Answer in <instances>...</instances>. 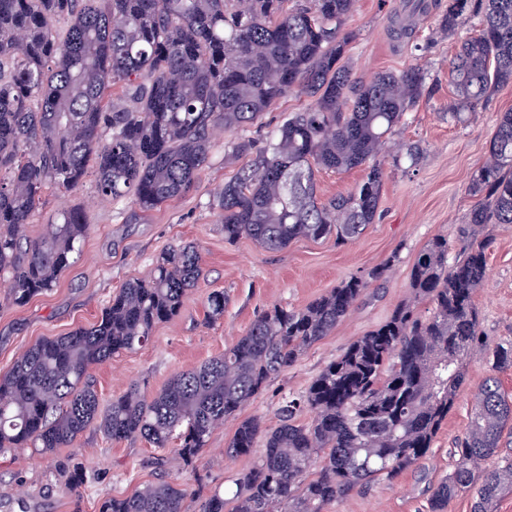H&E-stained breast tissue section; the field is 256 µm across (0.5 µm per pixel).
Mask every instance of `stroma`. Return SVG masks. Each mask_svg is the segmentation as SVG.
<instances>
[{
    "label": "stroma",
    "instance_id": "stroma-1",
    "mask_svg": "<svg viewBox=\"0 0 512 512\" xmlns=\"http://www.w3.org/2000/svg\"><path fill=\"white\" fill-rule=\"evenodd\" d=\"M404 2L355 0L344 24L352 37L340 63L353 80L366 83L379 73H398L411 66L428 74L423 94L392 137L396 144L420 143L423 157L416 167L403 171L393 167L389 154H381L385 178L377 216L358 238L340 243L332 237H301L280 251L248 237L225 241L217 199L225 182L244 164L243 159L228 156L238 138L234 132L219 136L195 189L148 210L129 198L113 202L98 197L96 168L88 166L75 188L44 192L27 226L28 236L35 238L57 213L82 208L91 230L77 262L49 291L22 305L12 302L6 280L0 279V374L38 340L95 324L113 294L129 281L145 278L156 259L176 244L198 247L205 276L190 291L180 313L155 327L145 347L116 355L94 369L101 405L134 383L155 392L177 372L223 354L267 308H303L350 276L382 269V277L370 281L351 313L244 407L243 416H259L268 427H276L283 398L306 391L355 339L410 299V271L429 240L447 238L452 258L462 250L460 229L475 204L468 185L487 160L500 114L512 111L509 84L495 90L468 123L449 120L454 91L448 66L457 37L441 28L448 0H426V10L409 18L410 38L400 39L393 27L404 16ZM479 239L486 247L488 271L474 300L484 345L470 353L466 384L429 453L392 480L355 489L326 512H429L432 491L452 472L451 452L468 430L475 388L494 374L502 392L512 397V369L496 374L490 362L491 350L512 340V224L485 225ZM215 290L223 291L227 301L223 316L214 321L207 315L206 297ZM236 427L230 420L216 428L190 469L183 467L172 448H155L141 440L114 442L91 428L70 447L50 455L32 448L1 452L0 512H99L104 500L129 496L155 482L158 458L166 461L167 480L190 483L195 495L186 506L188 512H197L211 489L232 486L263 451L258 445L253 454L226 456ZM76 470L83 473L84 483L74 492L67 482Z\"/></svg>",
    "mask_w": 512,
    "mask_h": 512
}]
</instances>
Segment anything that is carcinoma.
<instances>
[{
	"instance_id": "carcinoma-1",
	"label": "carcinoma",
	"mask_w": 512,
	"mask_h": 512,
	"mask_svg": "<svg viewBox=\"0 0 512 512\" xmlns=\"http://www.w3.org/2000/svg\"><path fill=\"white\" fill-rule=\"evenodd\" d=\"M0 0V275L21 305L53 287L79 254L90 225L80 209L59 214L42 236L26 225L48 188H71L95 159L96 189L112 201L152 209L192 190L220 129L245 128L286 94L313 98L265 136L232 143L247 164L218 199L224 240L249 237L271 250L298 238L348 242L373 223L384 180L378 155L422 94L427 73L411 67L367 83L338 65L341 34L354 0ZM450 62L455 99L448 117L463 121L495 89L512 83V0H449L441 27L452 37L468 19ZM122 87L123 96L107 100ZM423 148L404 143L392 161L411 169ZM363 167L352 192L317 199L316 173ZM477 198L462 234L472 242L448 263V239H431L410 273L413 300L353 341L300 395L283 400L280 423L241 420L225 454L264 452L235 479L231 512H325L351 490L391 479L423 459L466 381L464 360L482 345L474 294L487 274L486 224H512V112L500 115L489 159L475 173ZM351 276L302 309H266L224 354L176 373L149 397L132 384L103 407L92 369L135 352L157 324L177 316L204 276L191 244L170 247L145 279L127 283L88 328L44 338L0 375V451L67 448L94 427L106 438L165 448L176 439L194 465L211 431L260 394L303 352L348 315L369 281ZM427 302L429 315L417 312ZM224 292L206 298L224 315ZM496 372L512 369V341L491 352ZM469 431L452 450L454 469L429 500L474 490L472 512H495L512 491V461L501 464L512 400L496 377L472 394ZM308 409V424L296 421ZM186 486L147 484L100 512H184ZM214 490L199 512H224Z\"/></svg>"
}]
</instances>
